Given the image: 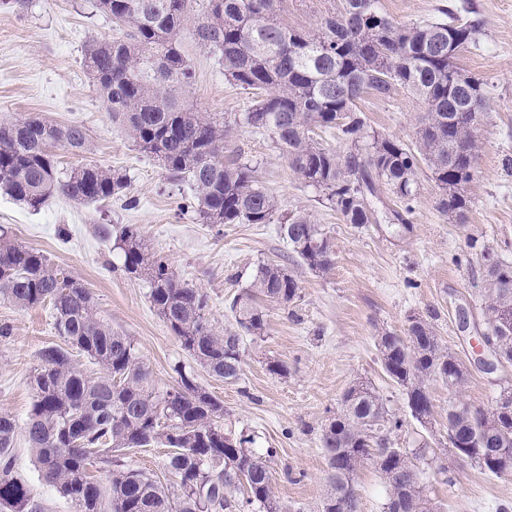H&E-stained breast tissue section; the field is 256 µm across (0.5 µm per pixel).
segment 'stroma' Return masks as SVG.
I'll list each match as a JSON object with an SVG mask.
<instances>
[{
  "label": "stroma",
  "instance_id": "obj_1",
  "mask_svg": "<svg viewBox=\"0 0 512 512\" xmlns=\"http://www.w3.org/2000/svg\"><path fill=\"white\" fill-rule=\"evenodd\" d=\"M378 6L402 25L441 21L451 10L482 26L477 46L459 60L468 74L484 80L488 95L464 222L442 213L440 191L424 170L411 203L385 190L376 205L377 223L363 228L345 223L291 171L269 133L241 124L251 94L225 79L216 55L192 39L183 41L193 74L189 103L231 126L225 160L256 164L281 214L308 215L334 242L335 266L322 275L297 265L277 225L202 223L188 208L189 186L170 179L113 122L83 67L88 42L115 34L111 18L96 12L92 0H31L22 13L0 4V121L39 117L82 124L89 149L76 155L53 147L59 171L92 163L122 171L129 180L124 197L81 204L55 196L37 212L1 194L0 229L81 279L113 330L134 339L160 385L174 384V366H185L223 403L226 423L255 434L258 447L275 449L274 488L288 512H318L328 476L322 430L355 382L370 381L389 413L402 419L395 439L410 452L446 440L453 401L486 408L501 390L512 389V365L489 374L473 364L484 329L480 252L488 246L512 262V0H379ZM357 106L368 129L413 144L415 119L424 110L418 98L398 89L388 98L363 95ZM395 210L405 211L406 225L391 220ZM126 224L138 229L181 280L207 295L209 318L220 327L231 322L229 299L249 286L259 265L274 261L293 270L301 296L285 306L265 303V338L246 344L238 381L213 377L196 364L151 306L147 281L124 271L112 234ZM462 308L469 317L465 329L458 317ZM429 310L437 313L442 347L468 363L470 377L459 393L430 383L433 416L424 426L411 417L402 390L384 373L376 338L386 332L405 335L409 316ZM1 326L9 333L0 336V413L22 421L32 406L30 376L41 349L64 340L47 306L21 310L0 301ZM270 358L287 366V376L267 372ZM11 455L14 473L27 484L38 512H76L42 480L24 433L16 434ZM420 468L441 512H496L498 504H512V476L488 475L449 454L423 461Z\"/></svg>",
  "mask_w": 512,
  "mask_h": 512
}]
</instances>
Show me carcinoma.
<instances>
[{"label": "carcinoma", "mask_w": 512, "mask_h": 512, "mask_svg": "<svg viewBox=\"0 0 512 512\" xmlns=\"http://www.w3.org/2000/svg\"><path fill=\"white\" fill-rule=\"evenodd\" d=\"M195 0H94L118 34L89 43L84 65L106 112L143 152L157 158L174 180L193 190V209L205 224H270L299 263L326 274L335 264L332 240L305 215L278 216L279 204L251 164L224 163L229 125L190 106L192 72L183 36L219 55L224 78L251 91L242 124L269 133L296 176L320 190L347 224L377 222L373 200L381 189L409 201L421 165L440 190L442 212L464 222L465 187L480 149L479 126L486 95L478 79L457 64L478 43L479 22L448 13V21L402 26L382 14L378 0H340L314 30L279 18L283 0H204L201 17L187 26ZM403 88L425 105L410 147L395 136L370 132L357 109L365 93L390 97ZM317 129H337L351 142L345 154L323 147ZM87 150L80 124L37 118L0 122V193L38 211L55 194L79 203L121 195L127 177L95 164L65 173L50 148ZM123 268L150 283V303L181 346L209 374L226 382L242 374L245 337L264 338L260 301L287 305L299 297L294 273L276 263L260 265L249 287L228 304L233 322L218 331L206 316L207 296L182 282L131 225L115 232ZM487 336L512 355V263L483 267ZM0 299L27 310L48 305L55 329L73 349L99 364L89 377L70 352L44 347L32 375L34 402L24 423L42 479L76 505L77 512H286L273 489V450H255L256 439L224 426V405L178 365L176 384L159 385L131 337L112 329L94 297L77 278L52 266L39 250L0 234ZM436 313L408 318L406 336H379L382 367L405 391L413 418L432 417L431 382L468 374L443 348ZM485 409L451 413L448 434L472 440L467 461L496 447L476 428ZM400 420L383 396L360 382L344 394L325 426L322 445L328 488L321 512H357V473L371 463L385 482L384 512H431L417 462L426 450L395 446ZM19 429L0 413V512H37L25 482L12 475L9 448ZM169 449L164 468L177 492L127 460L132 448ZM99 463L104 478L89 473Z\"/></svg>", "instance_id": "obj_1"}]
</instances>
